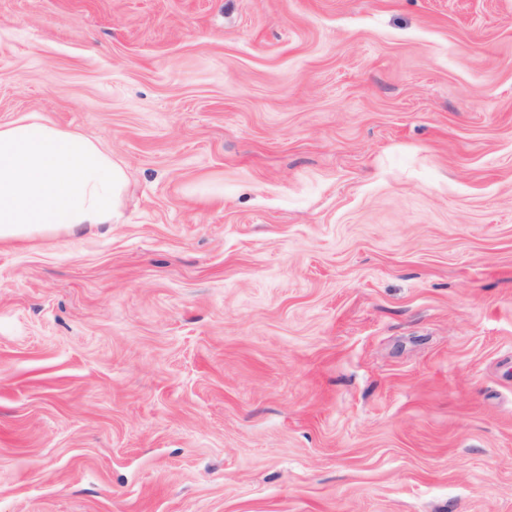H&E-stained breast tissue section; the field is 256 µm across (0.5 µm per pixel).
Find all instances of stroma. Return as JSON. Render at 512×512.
Returning <instances> with one entry per match:
<instances>
[{"mask_svg": "<svg viewBox=\"0 0 512 512\" xmlns=\"http://www.w3.org/2000/svg\"><path fill=\"white\" fill-rule=\"evenodd\" d=\"M120 160L0 243V512H512V0H0V124Z\"/></svg>", "mask_w": 512, "mask_h": 512, "instance_id": "stroma-1", "label": "stroma"}]
</instances>
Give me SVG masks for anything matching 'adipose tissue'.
Wrapping results in <instances>:
<instances>
[{
    "label": "adipose tissue",
    "mask_w": 512,
    "mask_h": 512,
    "mask_svg": "<svg viewBox=\"0 0 512 512\" xmlns=\"http://www.w3.org/2000/svg\"><path fill=\"white\" fill-rule=\"evenodd\" d=\"M127 184L88 136L32 115L0 125V242L111 224Z\"/></svg>",
    "instance_id": "1"
}]
</instances>
